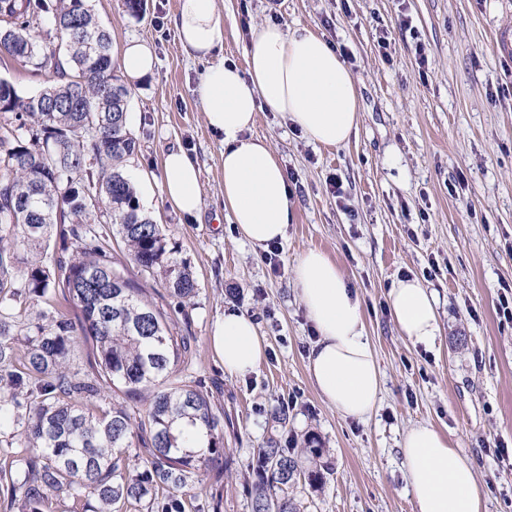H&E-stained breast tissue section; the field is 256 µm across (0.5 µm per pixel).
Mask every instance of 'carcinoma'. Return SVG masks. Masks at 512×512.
Here are the masks:
<instances>
[{
  "mask_svg": "<svg viewBox=\"0 0 512 512\" xmlns=\"http://www.w3.org/2000/svg\"><path fill=\"white\" fill-rule=\"evenodd\" d=\"M0 53L50 73L31 95L0 79V112L17 121L0 132V496L30 512L53 497L81 512H189L190 490L233 459L224 409L191 372L193 337L167 312L198 284L126 169L138 141L111 36L89 0H0ZM116 241L139 277L116 268ZM23 296L45 308L20 317ZM323 455L311 436L299 455L259 449L252 512H297L288 487L321 486Z\"/></svg>",
  "mask_w": 512,
  "mask_h": 512,
  "instance_id": "obj_1",
  "label": "carcinoma"
}]
</instances>
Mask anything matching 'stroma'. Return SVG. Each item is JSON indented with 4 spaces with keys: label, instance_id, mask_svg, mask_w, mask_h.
Instances as JSON below:
<instances>
[{
    "label": "stroma",
    "instance_id": "stroma-1",
    "mask_svg": "<svg viewBox=\"0 0 512 512\" xmlns=\"http://www.w3.org/2000/svg\"><path fill=\"white\" fill-rule=\"evenodd\" d=\"M90 5L113 50L133 37L154 46V72L131 93L139 147L128 167L149 173L144 208L199 286L172 319L194 337V374L224 409L234 464L222 512H250L258 449H297L311 434L330 471L320 488L289 487L300 512H415L400 442L418 423L449 433L470 457L487 512H512V321L501 312L512 302V56L494 43L512 35V0H219L225 59L243 62L252 26L300 22L346 49L360 89L358 131L340 147L308 142L280 113L258 114L252 133L272 144L298 201L274 265L224 212L223 147L193 93L204 65L172 25L178 0H144L137 15L124 0ZM178 147L200 170L193 219L160 188L162 157ZM310 248L338 264L362 301L382 379L364 422L343 418L308 376L316 332L293 267ZM409 276L439 299L443 334L431 349L400 336L388 308L389 288ZM228 308L254 317L267 344L243 377L225 372L212 344Z\"/></svg>",
    "mask_w": 512,
    "mask_h": 512
}]
</instances>
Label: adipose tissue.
<instances>
[{
  "instance_id": "ef3b65f1",
  "label": "adipose tissue",
  "mask_w": 512,
  "mask_h": 512,
  "mask_svg": "<svg viewBox=\"0 0 512 512\" xmlns=\"http://www.w3.org/2000/svg\"><path fill=\"white\" fill-rule=\"evenodd\" d=\"M174 26L186 53L205 64L194 92L207 127L224 148L225 212L254 246L283 239L294 219L293 193L270 143L251 130L258 112L268 110L283 114L311 143L346 144L358 128L360 111L359 89L346 61L313 28L272 21L252 29L243 62L214 61L224 46L218 0H179ZM116 62L134 88L153 73L156 55L151 43L132 39ZM161 189L180 213L199 211V171L183 149L165 154ZM293 276L318 334L307 359L312 384L342 417L367 420L381 390V374L357 291L317 249L299 256ZM387 300L401 336L433 348L441 327L438 301L427 284L417 278L397 280ZM212 336L229 374L247 375L265 354L255 320L239 312L225 311ZM400 452L416 512H485L473 462L456 451L449 434L415 425L405 433Z\"/></svg>"
}]
</instances>
